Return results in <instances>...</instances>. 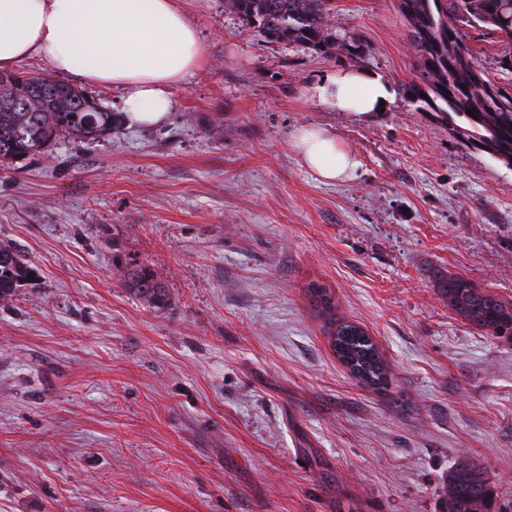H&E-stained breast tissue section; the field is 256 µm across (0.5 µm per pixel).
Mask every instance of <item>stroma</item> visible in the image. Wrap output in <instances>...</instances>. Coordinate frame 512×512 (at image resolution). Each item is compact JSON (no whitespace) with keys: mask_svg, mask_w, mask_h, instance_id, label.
I'll list each match as a JSON object with an SVG mask.
<instances>
[{"mask_svg":"<svg viewBox=\"0 0 512 512\" xmlns=\"http://www.w3.org/2000/svg\"><path fill=\"white\" fill-rule=\"evenodd\" d=\"M203 69L169 120L59 140L0 170V240L36 269L0 302V512H446L466 460L512 506V341L454 314L443 269L512 303V168L413 104L395 0H334L336 61L264 43L227 0H186ZM504 84L512 47L463 27ZM382 74L358 120L311 99ZM323 126L360 162L322 182L292 147ZM142 263L164 307L124 287ZM376 341L385 390L338 361L306 295ZM307 92L336 112L365 120L383 111L393 97V90L383 75L360 69H344L309 85ZM380 99L385 101L380 106Z\"/></svg>","mask_w":512,"mask_h":512,"instance_id":"stroma-1","label":"stroma"}]
</instances>
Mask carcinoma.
I'll list each match as a JSON object with an SVG mask.
<instances>
[{
  "instance_id": "carcinoma-1",
  "label": "carcinoma",
  "mask_w": 512,
  "mask_h": 512,
  "mask_svg": "<svg viewBox=\"0 0 512 512\" xmlns=\"http://www.w3.org/2000/svg\"><path fill=\"white\" fill-rule=\"evenodd\" d=\"M242 20L267 44L297 42L311 52L333 57H362L370 47L331 31V0H228ZM414 51L418 81L411 100L428 106L448 123L464 146L490 154L512 168V89L492 81L464 41L458 23L494 32L512 44V0H398ZM472 110L478 118L466 114ZM120 124L110 110L86 90L49 73L0 72V168L39 155L60 139L96 142ZM35 269L0 241V301L6 302ZM448 307L494 337L512 338V304L477 288L464 276L429 271ZM121 280L138 297L161 307L165 288L154 270L135 265ZM337 358L364 387L382 390L387 366L368 334L354 323L329 333ZM448 512H494L496 496L489 478L459 462L446 485Z\"/></svg>"
}]
</instances>
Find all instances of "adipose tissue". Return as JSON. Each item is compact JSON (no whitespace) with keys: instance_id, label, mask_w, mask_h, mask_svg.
<instances>
[{"instance_id":"1","label":"adipose tissue","mask_w":512,"mask_h":512,"mask_svg":"<svg viewBox=\"0 0 512 512\" xmlns=\"http://www.w3.org/2000/svg\"><path fill=\"white\" fill-rule=\"evenodd\" d=\"M34 55L56 73L124 90L128 126L164 122L174 88L205 61L183 0H0V70ZM308 93L361 120L393 97L383 75L360 69L321 78ZM292 147L326 182L344 180L358 166L336 136L319 127L302 129Z\"/></svg>"}]
</instances>
